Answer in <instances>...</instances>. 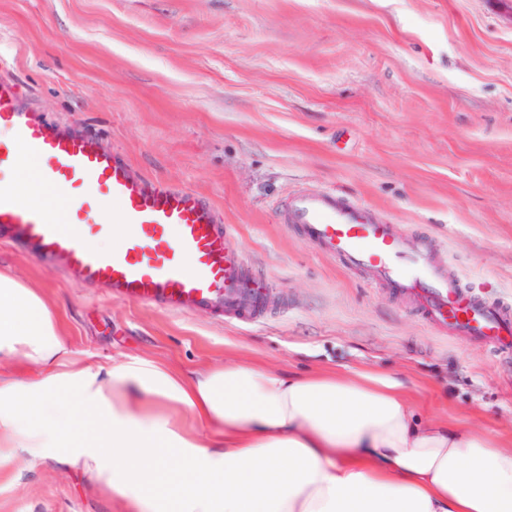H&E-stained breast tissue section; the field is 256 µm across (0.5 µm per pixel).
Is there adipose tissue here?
<instances>
[{
	"label": "adipose tissue",
	"mask_w": 512,
	"mask_h": 512,
	"mask_svg": "<svg viewBox=\"0 0 512 512\" xmlns=\"http://www.w3.org/2000/svg\"><path fill=\"white\" fill-rule=\"evenodd\" d=\"M399 387L102 361L0 273V477L79 468L127 512H512V448L421 422Z\"/></svg>",
	"instance_id": "1"
}]
</instances>
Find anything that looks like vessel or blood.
I'll list each match as a JSON object with an SVG mask.
<instances>
[{
	"instance_id": "b4317fda",
	"label": "vessel or blood",
	"mask_w": 512,
	"mask_h": 512,
	"mask_svg": "<svg viewBox=\"0 0 512 512\" xmlns=\"http://www.w3.org/2000/svg\"><path fill=\"white\" fill-rule=\"evenodd\" d=\"M0 240L113 298L174 313L224 315L256 323L265 294L217 209L193 190L138 173L98 134L70 132L39 112L0 60ZM62 190V210L20 201L26 162ZM307 242L347 269L406 295L431 325L500 348L512 339V312L472 296L438 266L426 243L380 223L375 211L336 191L301 190L280 213ZM114 238L111 250L93 245Z\"/></svg>"
}]
</instances>
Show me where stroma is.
I'll return each mask as SVG.
<instances>
[{
    "label": "stroma",
    "mask_w": 512,
    "mask_h": 512,
    "mask_svg": "<svg viewBox=\"0 0 512 512\" xmlns=\"http://www.w3.org/2000/svg\"><path fill=\"white\" fill-rule=\"evenodd\" d=\"M32 102L208 198L271 290L262 323L115 301L0 243L100 359L393 375L426 419L512 448V356L429 324L280 221L333 189L512 305V0H0ZM0 512H125L81 471L18 465Z\"/></svg>",
    "instance_id": "obj_1"
}]
</instances>
